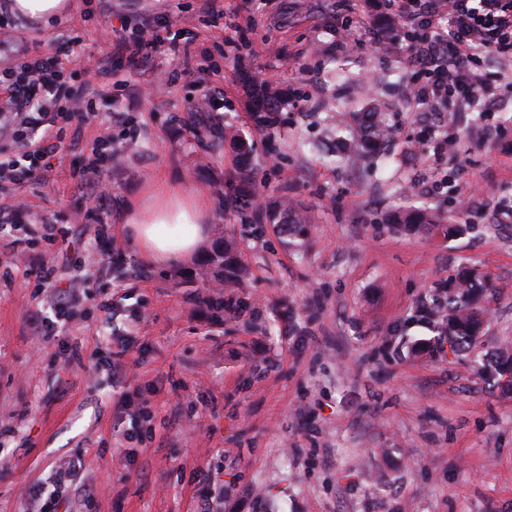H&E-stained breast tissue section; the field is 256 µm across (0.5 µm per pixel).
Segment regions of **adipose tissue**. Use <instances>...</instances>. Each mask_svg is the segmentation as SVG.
Instances as JSON below:
<instances>
[{
  "instance_id": "1",
  "label": "adipose tissue",
  "mask_w": 512,
  "mask_h": 512,
  "mask_svg": "<svg viewBox=\"0 0 512 512\" xmlns=\"http://www.w3.org/2000/svg\"><path fill=\"white\" fill-rule=\"evenodd\" d=\"M208 217L200 195L171 188L148 206H131L127 225L140 255L150 264L163 266L193 256Z\"/></svg>"
}]
</instances>
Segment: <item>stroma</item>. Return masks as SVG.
I'll list each match as a JSON object with an SVG mask.
<instances>
[{
	"instance_id": "1",
	"label": "stroma",
	"mask_w": 512,
	"mask_h": 512,
	"mask_svg": "<svg viewBox=\"0 0 512 512\" xmlns=\"http://www.w3.org/2000/svg\"><path fill=\"white\" fill-rule=\"evenodd\" d=\"M60 21L13 15L0 40L73 65L91 109L56 104L60 143L24 209L0 213V512H32L27 492L83 454L104 492L75 512H512V395L453 356L434 316L451 278L480 283L483 352L512 347V59L481 69L494 111H414L408 52L375 47L378 13L345 0H72ZM129 28L166 25L187 55L131 44ZM111 58L114 86L99 70ZM287 89L275 124L254 126L246 78ZM262 160L257 201L297 203L305 238L226 208L242 170L230 142L185 124L202 94ZM375 105L395 129L387 161L336 166L338 112ZM111 134V148L101 139ZM457 154L436 157L446 136ZM99 169L101 198L81 178ZM200 191L210 228L190 261L155 267L128 235L126 212L162 182ZM428 207L461 234H398L387 218ZM115 260L85 267L89 251ZM25 251L14 265L12 250ZM246 273L217 319L205 299L224 260ZM65 313L38 288L46 261ZM125 371L91 355L123 340ZM141 392L147 422L115 405Z\"/></svg>"
}]
</instances>
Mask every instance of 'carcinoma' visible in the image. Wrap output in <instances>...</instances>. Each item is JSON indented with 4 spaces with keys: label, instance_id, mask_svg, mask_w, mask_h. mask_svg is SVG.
Returning a JSON list of instances; mask_svg holds the SVG:
<instances>
[{
    "label": "carcinoma",
    "instance_id": "carcinoma-1",
    "mask_svg": "<svg viewBox=\"0 0 512 512\" xmlns=\"http://www.w3.org/2000/svg\"><path fill=\"white\" fill-rule=\"evenodd\" d=\"M281 89L265 82L255 83L252 100V119L259 127H267L274 122L278 104L282 98ZM386 121L383 113L376 108L365 113L364 120L358 131L345 142L341 152L329 158L336 164L363 161L377 153L393 138L390 125H382ZM224 139L230 141L239 155L247 160L252 159L253 145L243 139L231 126L224 127ZM270 223L280 227L287 236L301 232L302 218L296 206L290 202H281L269 214ZM388 221L399 230L405 232L430 231L443 223V218L431 211H397L392 213ZM478 291L469 279L448 288L446 313L441 315L443 335L448 337L451 353L468 356L480 346L479 337L486 318L476 311ZM479 372L488 379L497 380L507 374L512 376V349L503 347L499 350L496 360L485 359L479 365Z\"/></svg>",
    "mask_w": 512,
    "mask_h": 512
}]
</instances>
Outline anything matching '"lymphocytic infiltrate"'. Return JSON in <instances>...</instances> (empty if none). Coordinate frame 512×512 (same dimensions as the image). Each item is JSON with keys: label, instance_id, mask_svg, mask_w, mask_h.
Wrapping results in <instances>:
<instances>
[{"label": "lymphocytic infiltrate", "instance_id": "f902f5d3", "mask_svg": "<svg viewBox=\"0 0 512 512\" xmlns=\"http://www.w3.org/2000/svg\"><path fill=\"white\" fill-rule=\"evenodd\" d=\"M352 10L377 7L401 19L410 28L412 46L424 83L415 84V103L435 101L443 109L487 102L485 82L478 71L480 55L512 57V0H350ZM0 140L18 144L41 137L38 154L50 153L55 117L49 106L69 102L73 115H81L84 98L67 80V67L54 57L28 56L13 42L0 41ZM83 456L71 455L56 466L51 486L36 493L40 512H67L64 487L85 482Z\"/></svg>", "mask_w": 512, "mask_h": 512}]
</instances>
